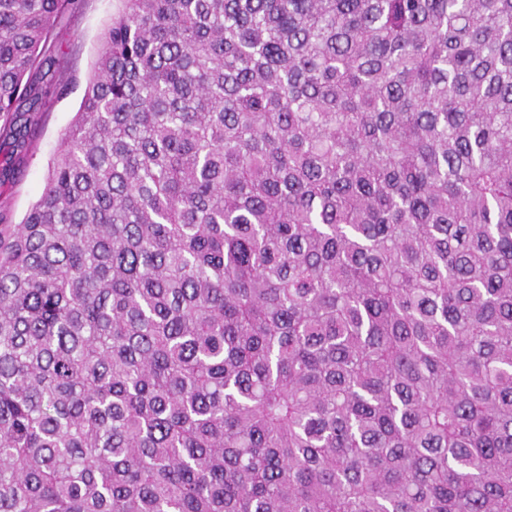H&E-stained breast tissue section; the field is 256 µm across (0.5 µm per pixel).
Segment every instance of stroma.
<instances>
[{
  "label": "stroma",
  "mask_w": 512,
  "mask_h": 512,
  "mask_svg": "<svg viewBox=\"0 0 512 512\" xmlns=\"http://www.w3.org/2000/svg\"><path fill=\"white\" fill-rule=\"evenodd\" d=\"M120 7V0H78L75 10L55 27L52 40L68 55L72 82L66 94L51 97L46 105L34 149L19 174L0 184V214L8 223H20L40 196L49 164L74 121L102 37Z\"/></svg>",
  "instance_id": "stroma-1"
}]
</instances>
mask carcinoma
Segmentation results:
<instances>
[{"mask_svg": "<svg viewBox=\"0 0 512 512\" xmlns=\"http://www.w3.org/2000/svg\"><path fill=\"white\" fill-rule=\"evenodd\" d=\"M75 0H0V153ZM0 512H512V0H123L0 214Z\"/></svg>", "mask_w": 512, "mask_h": 512, "instance_id": "obj_1", "label": "carcinoma"}]
</instances>
